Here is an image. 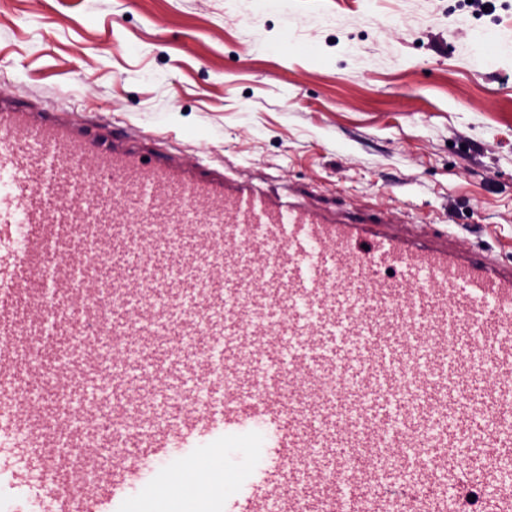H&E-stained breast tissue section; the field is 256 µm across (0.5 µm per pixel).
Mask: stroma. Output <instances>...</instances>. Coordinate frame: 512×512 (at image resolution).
<instances>
[{
  "label": "stroma",
  "instance_id": "stroma-1",
  "mask_svg": "<svg viewBox=\"0 0 512 512\" xmlns=\"http://www.w3.org/2000/svg\"><path fill=\"white\" fill-rule=\"evenodd\" d=\"M0 0V97L512 264V0Z\"/></svg>",
  "mask_w": 512,
  "mask_h": 512
}]
</instances>
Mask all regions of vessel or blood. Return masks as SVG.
<instances>
[{
  "instance_id": "b4317fda",
  "label": "vessel or blood",
  "mask_w": 512,
  "mask_h": 512,
  "mask_svg": "<svg viewBox=\"0 0 512 512\" xmlns=\"http://www.w3.org/2000/svg\"><path fill=\"white\" fill-rule=\"evenodd\" d=\"M66 105L0 99V385L28 381L36 367L30 339H44L47 320L78 301L81 341L57 361L60 385L85 413L43 402L35 420L0 416V430L22 447H40L37 481L44 512H112L140 476L161 467L150 498L234 497L209 472L188 471L174 446L218 426L258 415L288 433L243 512H290L291 492L316 493L314 463L345 470L350 485L372 480L369 467L345 469V449L392 448L407 461L413 448L434 451L438 469L456 466L451 448H511L512 265L460 251L432 235L395 232L367 216H336L302 202L290 188L224 169L181 164L156 139L103 125L63 120ZM163 225L147 254L136 237ZM104 260L83 263L89 252ZM164 292L145 303L143 288ZM42 288L40 306L28 289ZM146 336L164 324L172 336H205L206 351L177 350L164 370L140 364L137 386L119 371L99 390L100 338ZM262 342L276 373L335 375V393L303 389L301 398L254 408L268 382L261 367L224 379L216 355ZM174 391L172 404L143 420L133 392ZM127 450L123 466L72 497L59 473H80L102 460L107 442ZM179 479H171V472ZM432 482L404 481L401 498L424 504Z\"/></svg>"
}]
</instances>
